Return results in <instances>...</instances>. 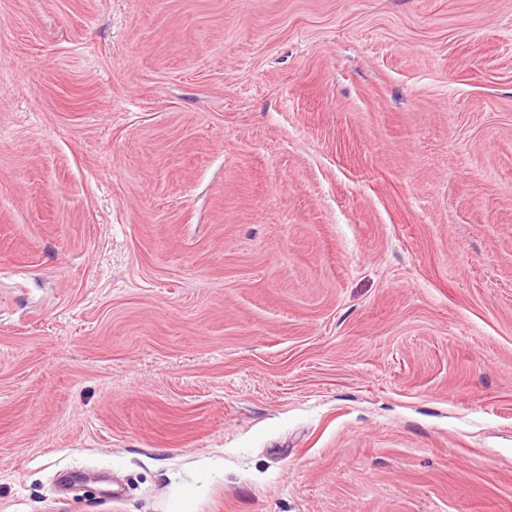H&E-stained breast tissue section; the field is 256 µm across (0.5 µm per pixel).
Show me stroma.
<instances>
[{
    "label": "stroma",
    "mask_w": 512,
    "mask_h": 512,
    "mask_svg": "<svg viewBox=\"0 0 512 512\" xmlns=\"http://www.w3.org/2000/svg\"><path fill=\"white\" fill-rule=\"evenodd\" d=\"M184 506L512 512V0H0V512Z\"/></svg>",
    "instance_id": "stroma-1"
}]
</instances>
